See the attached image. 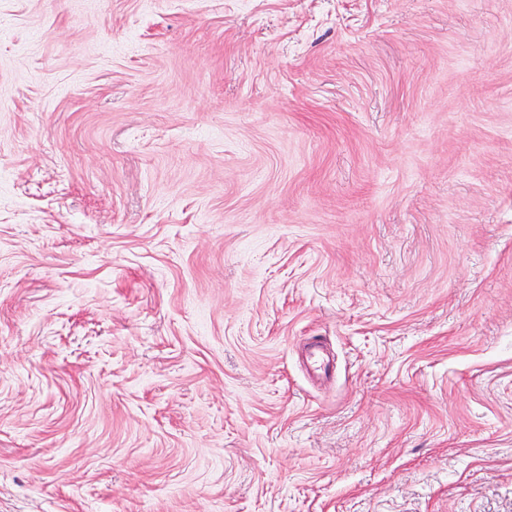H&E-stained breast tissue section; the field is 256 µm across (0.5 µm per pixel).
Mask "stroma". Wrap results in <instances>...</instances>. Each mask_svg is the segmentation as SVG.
Wrapping results in <instances>:
<instances>
[{
    "instance_id": "1",
    "label": "stroma",
    "mask_w": 512,
    "mask_h": 512,
    "mask_svg": "<svg viewBox=\"0 0 512 512\" xmlns=\"http://www.w3.org/2000/svg\"><path fill=\"white\" fill-rule=\"evenodd\" d=\"M0 512H512V0H0Z\"/></svg>"
}]
</instances>
